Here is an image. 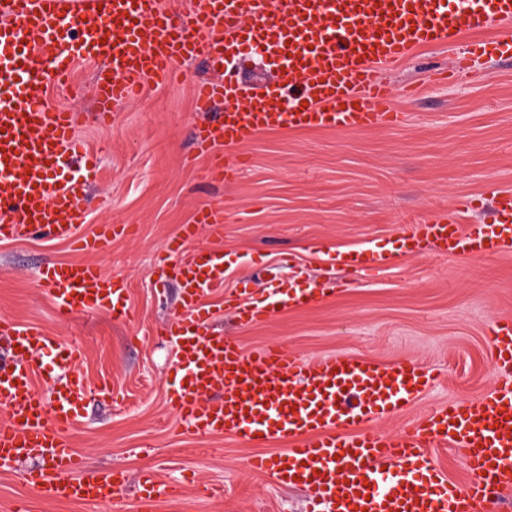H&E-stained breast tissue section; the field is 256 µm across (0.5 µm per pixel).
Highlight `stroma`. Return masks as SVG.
Instances as JSON below:
<instances>
[{
    "mask_svg": "<svg viewBox=\"0 0 512 512\" xmlns=\"http://www.w3.org/2000/svg\"><path fill=\"white\" fill-rule=\"evenodd\" d=\"M468 39L425 47L385 70L400 123L356 132L283 129L229 148L240 173L214 179L212 158L197 152L193 131L213 120L197 111L192 86L211 78L204 60L182 62L167 84L145 85L118 105L110 126L95 121L98 63L79 62L67 86H51L49 108L75 116V135L98 158L80 235L124 224L106 251L22 236L0 241V317L45 331L57 344L79 342L76 366L89 395L72 432L87 472L127 476L121 504L39 497L27 465L0 470V512L27 502L32 512H307V492L254 472L253 448L221 436L184 434L170 412L174 347L159 330L180 308L179 287L164 271L167 246L207 204L224 207L214 242L231 264L208 299L216 329L244 349L288 342L300 355L415 360L439 379L403 414L381 423L395 433L435 407L490 391L499 373L488 328L512 318V254L484 261L447 260L428 249L404 265L340 270L338 252L381 246L424 217L482 199L473 223L487 220L491 187L512 186V63L472 56ZM89 260L127 280L133 318L111 313L60 318L38 282L51 261ZM300 287L336 280L334 295L247 328L224 312V296L261 297L272 278ZM151 470L175 485L173 497L139 505L137 481Z\"/></svg>",
    "mask_w": 512,
    "mask_h": 512,
    "instance_id": "35a3bbf8",
    "label": "stroma"
}]
</instances>
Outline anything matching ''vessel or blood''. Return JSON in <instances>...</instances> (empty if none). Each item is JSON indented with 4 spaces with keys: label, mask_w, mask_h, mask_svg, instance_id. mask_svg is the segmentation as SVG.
<instances>
[{
    "label": "vessel or blood",
    "mask_w": 512,
    "mask_h": 512,
    "mask_svg": "<svg viewBox=\"0 0 512 512\" xmlns=\"http://www.w3.org/2000/svg\"><path fill=\"white\" fill-rule=\"evenodd\" d=\"M492 25L500 38L490 48L473 43V52L490 49L511 60L512 0H197L189 23L181 25L161 0H0V240L45 228L54 239L100 252L124 231L102 224L92 236L78 235L96 163L74 137L72 113L44 105L46 78L65 80L75 60H103L95 78L96 120L107 124L113 107L146 83L165 82L177 62L206 56L224 73L194 89L198 111L224 107L219 121L196 131L198 149L207 152L284 128L358 131L397 123L383 70L416 49ZM252 40L276 62L274 82L242 78L239 48ZM46 55L53 60L48 77L36 69ZM494 199L492 223H469L478 203L467 198L449 215L411 225L398 241L335 260L356 273L418 256L429 244L446 258L510 253L512 188L501 187ZM223 222L221 206L201 207L168 246L183 310L161 330L177 345L167 402L185 433L224 435L255 448L282 442L276 456L254 457L252 469L279 486L309 490L320 512H496L512 493V319L491 325L501 378L490 391L441 405L422 425L385 433L380 422L414 405L435 372L411 361L308 359L285 342L248 351L237 337L213 330L205 298L224 284V249L213 243L187 259L179 253ZM38 277L62 317L103 310L129 315L123 278L93 264L51 262ZM333 292L279 280L259 299L228 296L224 304L239 326L249 327L282 308L318 305ZM0 335L16 346L13 357L0 362V404L8 409L0 420V468L46 459L49 467L28 473L41 497L119 499L123 472L78 471L70 433L86 398L74 371L79 346L59 347L41 330L4 317ZM48 369L56 374L51 405L36 385ZM447 446L461 454L465 483L450 478L430 454ZM138 485L144 503L172 496V485L150 471Z\"/></svg>",
    "instance_id": "obj_1"
}]
</instances>
